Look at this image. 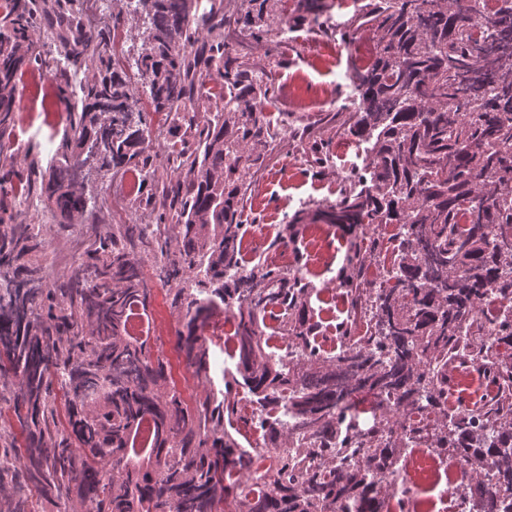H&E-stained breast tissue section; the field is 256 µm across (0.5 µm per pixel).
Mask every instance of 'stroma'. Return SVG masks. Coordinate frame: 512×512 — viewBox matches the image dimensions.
Listing matches in <instances>:
<instances>
[{"instance_id":"obj_1","label":"stroma","mask_w":512,"mask_h":512,"mask_svg":"<svg viewBox=\"0 0 512 512\" xmlns=\"http://www.w3.org/2000/svg\"><path fill=\"white\" fill-rule=\"evenodd\" d=\"M362 0H315L313 8L298 14L290 11L272 16L268 33L252 42L247 53L232 52L234 63L262 75L270 88L264 103L266 114H289L287 124L273 123L276 148L267 168L255 179L241 217L243 253L261 256L272 266L302 270L308 280L322 285L332 270L338 269L349 247V238L337 226L306 225L297 248L299 258L283 262V248L274 244L283 224L303 206L335 203L340 195L337 166L359 163L357 145L337 135L329 99L338 98L350 81L354 67L365 65L373 43L368 34L343 37L342 31ZM17 121L8 138L0 141V160L26 173L30 162H43L38 147L47 141H60L67 116L55 104L52 79L33 86L20 85L17 93ZM313 127L333 155L332 165L310 167V146L293 138L297 127ZM38 224L42 245L36 253L50 277L70 274L78 264L69 236L57 233L47 224L41 200H34L29 211ZM172 292L167 285L154 287L149 307L155 313V325L148 331L153 355L167 365L168 382L188 401L205 399L208 393L222 390L224 374L211 368L209 380L195 376L185 356L176 347L182 322L171 305Z\"/></svg>"}]
</instances>
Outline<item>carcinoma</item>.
Masks as SVG:
<instances>
[{
    "label": "carcinoma",
    "mask_w": 512,
    "mask_h": 512,
    "mask_svg": "<svg viewBox=\"0 0 512 512\" xmlns=\"http://www.w3.org/2000/svg\"><path fill=\"white\" fill-rule=\"evenodd\" d=\"M282 2L241 0L229 15L224 0H127L141 29L136 86L109 28L84 25L74 0L51 14L42 0L0 9V139L24 69L40 63L67 113L40 198L57 230L83 238L74 272L48 286L43 267L18 270L38 225L17 201L0 217V512H380L378 481L419 445L458 461L473 512H512V0H369L348 21L373 52L336 133L365 144L366 162L336 203L298 209L273 241L296 244L302 224L353 235L334 326L310 306L323 289L241 247L273 133L267 83L233 65L224 29L257 41ZM151 112L175 138L163 162L145 135ZM128 173L157 223H76L105 205L85 183ZM387 242L390 265L368 277ZM145 243L176 284L177 346L196 376L210 374L198 330L221 310L233 325L235 368L195 408L130 331L151 294ZM459 366L492 387L471 407L455 395ZM242 392L259 472L231 432ZM366 395L390 397L367 424Z\"/></svg>",
    "instance_id": "cac0c4a2"
}]
</instances>
